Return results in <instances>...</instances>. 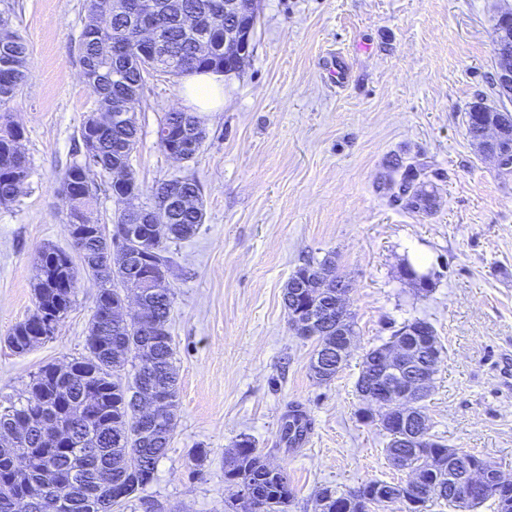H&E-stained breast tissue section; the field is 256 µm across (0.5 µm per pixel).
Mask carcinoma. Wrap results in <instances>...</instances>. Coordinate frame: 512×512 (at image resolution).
Masks as SVG:
<instances>
[{"label": "carcinoma", "mask_w": 512, "mask_h": 512, "mask_svg": "<svg viewBox=\"0 0 512 512\" xmlns=\"http://www.w3.org/2000/svg\"><path fill=\"white\" fill-rule=\"evenodd\" d=\"M215 0H154L163 27V41L134 50L136 22L122 0H89L78 42L83 82L95 100V109L82 123L75 157L65 167L58 192L67 201L65 231L80 241L75 264L70 252L44 245L35 267L34 311L16 323L6 336L18 355L54 335L46 331L49 318L60 323L72 307L79 271L98 284L94 312L88 326L85 353L68 362L49 363L29 380L24 400L0 414V512H120L145 491L158 463L166 455L175 429L179 382L170 334L175 293L170 285L152 286L141 273L173 269L171 244L194 236L205 221L202 190L188 177L163 181L152 190V207H166L170 189L178 186L188 197L185 205L169 210L167 224L158 230L142 224L145 240L137 250L140 271L124 272L122 259L113 253L126 225V217L144 207L143 189L136 178L118 188L117 224L113 231L100 222L96 210V173L131 170V157L139 143L138 123L115 119L119 113H137L141 90L157 72L179 77L192 72H224V14L214 11ZM28 45L13 27L10 9L0 10V206L15 202L30 174L23 148L24 128L6 111L29 77ZM487 122L512 127V113L499 105L477 103L467 112V131L473 143ZM156 137L163 151L180 150L192 143L196 155L206 137L197 118L186 112H165ZM415 176L404 175L403 191H413L410 205L427 211L434 199L424 189H413ZM335 267L332 257L298 266L283 294L287 314L309 305L327 313L329 324L310 337L319 349L309 369L321 383L336 378V329L354 333V321L345 313L336 322V280L324 287L306 288L303 299L293 301L297 285L324 268ZM138 302L142 315L123 312L128 300ZM392 338L410 348L432 343L441 352L433 325L415 319L402 323ZM383 346L370 349L362 360L355 388L364 395L366 377L379 379L397 390L401 381L383 373ZM362 421L388 434L423 427L429 430L424 406L402 415L390 406L362 408ZM311 421L298 406L283 416L279 447L290 451ZM389 461L417 477V484L370 481L352 490L321 488L316 502L327 512H372L379 504L400 503L405 512H426L440 500L460 509L458 481L467 468L486 459L462 448H449L427 436L414 448H384ZM224 484L231 503L251 495L268 512H286L293 496L288 476L271 467L254 440L242 436L224 456ZM492 512H512V482L493 484L471 494L469 512L484 504Z\"/></svg>", "instance_id": "carcinoma-1"}]
</instances>
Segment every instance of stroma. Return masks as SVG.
<instances>
[{"instance_id":"1","label":"stroma","mask_w":512,"mask_h":512,"mask_svg":"<svg viewBox=\"0 0 512 512\" xmlns=\"http://www.w3.org/2000/svg\"><path fill=\"white\" fill-rule=\"evenodd\" d=\"M31 75L11 111L25 129L30 175L0 208V410L42 365L84 352L97 292L79 274L56 333L23 356L3 339L34 309L35 260L70 249L58 177L94 107L77 45L86 0H9ZM253 52L224 79L221 111L203 114L199 154L179 162L157 144L162 113L186 110L181 78L144 88L131 168L144 191L173 177L199 181L205 222L177 243L171 336L176 430L155 479L124 512H225L224 454L250 435L288 476V512H316V492L401 482L387 437L363 423L355 390L364 354L401 323L430 321L443 347L425 401L431 432L512 477V173L466 131L475 101L492 103L494 24L512 0H258ZM342 57L330 88L324 63ZM413 166L435 197L411 208L392 162ZM428 257V290L409 280L411 249ZM333 256L350 285L351 353L336 378L311 375L312 341L295 336L284 286L304 261ZM297 404L312 422L305 445L276 450ZM207 458L193 467L189 457Z\"/></svg>"}]
</instances>
